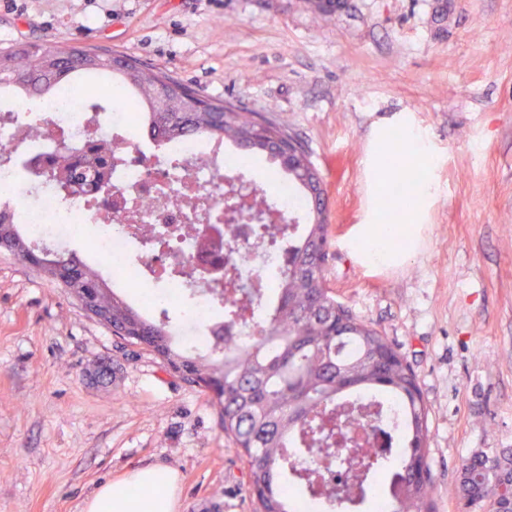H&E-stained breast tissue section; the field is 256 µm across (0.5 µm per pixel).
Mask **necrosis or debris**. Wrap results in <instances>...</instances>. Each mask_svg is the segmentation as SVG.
Here are the masks:
<instances>
[{"label":"necrosis or debris","instance_id":"4bbe7bcc","mask_svg":"<svg viewBox=\"0 0 512 512\" xmlns=\"http://www.w3.org/2000/svg\"><path fill=\"white\" fill-rule=\"evenodd\" d=\"M141 116L132 95L116 98L111 90L82 92L69 87L61 94L41 96L37 111L26 99L0 94V211L13 215L32 246L60 250L83 238L96 226L87 246L90 262L107 271L114 282L153 295L150 314L167 310L183 299L192 306L173 325L179 344L201 351L213 341L215 319L224 306L227 283H252L263 300H270L268 271L288 265L292 233L271 239L256 235L252 225L238 224L223 232L219 246H205L184 235L185 225L206 232L224 211L225 196L249 172L245 159L223 143L200 135L160 142L152 163L146 148L133 137ZM63 132L79 152L111 144L112 164L106 169L109 192L80 186L61 200L57 185L32 173L33 162H47L56 150L46 127ZM276 191L268 206L279 223L304 217L306 203L286 176L275 178ZM142 242L134 250V242ZM224 257L222 280L209 269ZM372 452L360 442L350 460L325 465L312 458L296 460L322 488L320 496L297 494L300 512H320L330 504L337 485H352L355 469Z\"/></svg>","mask_w":512,"mask_h":512}]
</instances>
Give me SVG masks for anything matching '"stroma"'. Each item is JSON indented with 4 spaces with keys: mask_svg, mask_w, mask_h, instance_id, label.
<instances>
[{
    "mask_svg": "<svg viewBox=\"0 0 512 512\" xmlns=\"http://www.w3.org/2000/svg\"><path fill=\"white\" fill-rule=\"evenodd\" d=\"M58 43L287 116L325 183L326 286L406 356L435 512H461L462 460L512 448V0H0V52ZM399 179L428 185L397 216L414 245L369 262L361 227L386 223ZM148 466L177 473L175 512H255L210 396L0 248V512H82Z\"/></svg>",
    "mask_w": 512,
    "mask_h": 512,
    "instance_id": "35a3bbf8",
    "label": "stroma"
}]
</instances>
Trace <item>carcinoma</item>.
<instances>
[{"label":"carcinoma","mask_w":512,"mask_h":512,"mask_svg":"<svg viewBox=\"0 0 512 512\" xmlns=\"http://www.w3.org/2000/svg\"><path fill=\"white\" fill-rule=\"evenodd\" d=\"M89 50L70 44L38 46L32 52H1L0 82L25 97L46 94L76 79L98 85L113 79L104 64L88 66ZM119 82L143 104L148 134L161 140L198 134L229 141L248 157H266L288 175L308 200L303 234L291 249L286 272L271 289L275 304L258 335L244 345L234 333L237 301L224 302L215 343L208 354L189 352L174 341L169 321L151 319L111 288L92 266L65 251H38L21 225L0 214V247L19 261L31 255L47 260L51 274L83 288L112 324L114 332L139 331L169 371L211 393L224 436L240 452L256 512H293L288 482L304 493L318 485L299 473L292 459L329 456L336 434L351 438L377 435L386 448L361 470V483L390 474L386 490L390 512H433L434 483L428 458L430 410L404 354L372 324L336 301L325 286L319 255L328 244L329 224L312 192L322 183L303 147L288 155V119H267L212 101L172 74L146 68ZM375 393L396 400L402 409L399 463L392 464V432L363 423L342 401ZM512 483V449H490L462 461L456 486L464 512H494L502 489Z\"/></svg>","instance_id":"1"}]
</instances>
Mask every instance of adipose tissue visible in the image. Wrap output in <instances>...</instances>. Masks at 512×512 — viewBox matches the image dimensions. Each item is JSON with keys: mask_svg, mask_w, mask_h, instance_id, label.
I'll use <instances>...</instances> for the list:
<instances>
[{"mask_svg": "<svg viewBox=\"0 0 512 512\" xmlns=\"http://www.w3.org/2000/svg\"><path fill=\"white\" fill-rule=\"evenodd\" d=\"M178 477L168 469L148 467L133 471L125 479L105 483L85 501L83 512H174ZM163 486L160 499L136 497V488Z\"/></svg>", "mask_w": 512, "mask_h": 512, "instance_id": "obj_1", "label": "adipose tissue"}]
</instances>
